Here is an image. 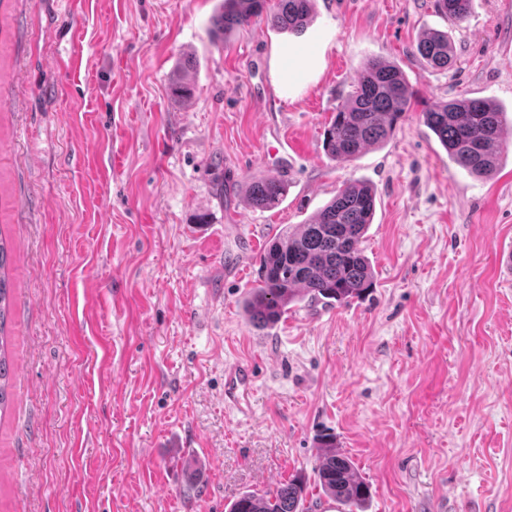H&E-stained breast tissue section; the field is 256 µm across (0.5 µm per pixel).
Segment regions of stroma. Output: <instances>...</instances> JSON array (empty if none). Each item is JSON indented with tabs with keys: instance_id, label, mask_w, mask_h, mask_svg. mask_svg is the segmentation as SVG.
Masks as SVG:
<instances>
[{
	"instance_id": "35a3bbf8",
	"label": "stroma",
	"mask_w": 512,
	"mask_h": 512,
	"mask_svg": "<svg viewBox=\"0 0 512 512\" xmlns=\"http://www.w3.org/2000/svg\"><path fill=\"white\" fill-rule=\"evenodd\" d=\"M220 0H0V236L16 299L0 512H228L336 447L370 485L365 512H512V152L467 175L407 113L358 159L322 146L371 57L426 100L498 104L512 123V0H315L302 34L265 18L212 35ZM447 32L455 64L415 53ZM83 48V79L59 65ZM321 67L280 88L273 53ZM192 57L190 104L170 84ZM277 155H269V148ZM288 184L271 210L255 176ZM348 180L376 190L362 299L301 303L275 327L243 301L259 251ZM252 360L248 413L224 368ZM472 2V0H436L439 11L454 22H462L469 16ZM288 192V184L275 177H255L247 189V201L257 209H271L279 205Z\"/></svg>"
}]
</instances>
